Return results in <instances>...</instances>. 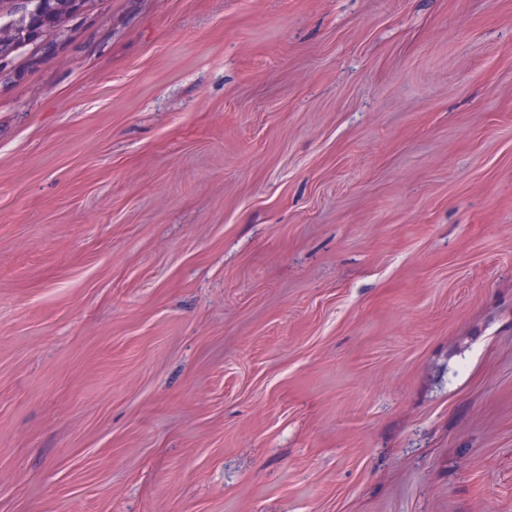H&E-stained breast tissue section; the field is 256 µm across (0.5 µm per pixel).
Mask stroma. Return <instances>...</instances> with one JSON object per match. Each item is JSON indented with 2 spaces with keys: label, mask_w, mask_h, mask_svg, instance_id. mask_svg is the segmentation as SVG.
Here are the masks:
<instances>
[{
  "label": "stroma",
  "mask_w": 512,
  "mask_h": 512,
  "mask_svg": "<svg viewBox=\"0 0 512 512\" xmlns=\"http://www.w3.org/2000/svg\"><path fill=\"white\" fill-rule=\"evenodd\" d=\"M0 73V512H512V0H95Z\"/></svg>",
  "instance_id": "1"
}]
</instances>
